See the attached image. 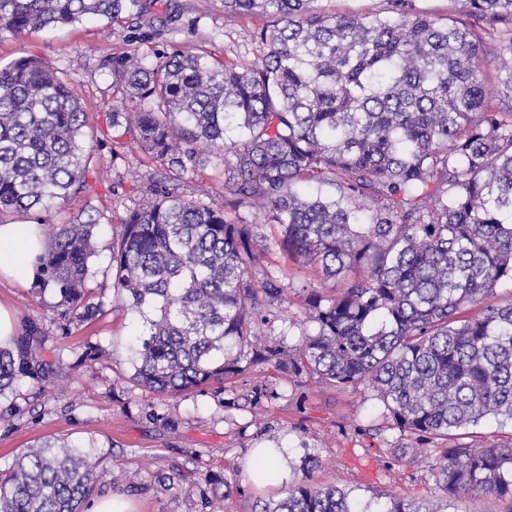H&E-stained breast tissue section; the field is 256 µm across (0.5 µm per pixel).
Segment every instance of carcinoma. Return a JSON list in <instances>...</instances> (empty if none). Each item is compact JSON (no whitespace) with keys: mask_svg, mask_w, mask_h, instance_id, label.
Instances as JSON below:
<instances>
[{"mask_svg":"<svg viewBox=\"0 0 512 512\" xmlns=\"http://www.w3.org/2000/svg\"><path fill=\"white\" fill-rule=\"evenodd\" d=\"M317 0H224V17L261 14L262 63L214 64L179 51L112 68L130 99L109 127L160 163L144 203L112 241L115 300L133 316L130 379L154 393L203 392L263 364L310 371L334 386L364 385L399 432L423 441L495 418L512 422V108L498 107L482 68L496 46L495 80L512 100V0H463L446 19L388 0V15L329 14ZM144 0H0V35L85 19L139 16ZM242 138L226 142V130ZM92 133L63 75L35 57L0 67V213L27 214L90 190ZM224 149V206L186 192L206 163L199 145ZM243 207L272 214L285 260L318 267L332 290L300 287L314 333L295 358L255 345L286 301L261 265L268 246ZM99 219L58 224L37 258L71 324L105 305L90 288ZM477 314H470L473 308ZM43 330L26 322L0 346V398L48 372ZM277 397L265 382L241 396ZM83 447L33 446L0 474V512H81L100 475ZM303 475L259 512H366L336 487ZM450 497L512 504V446L439 449Z\"/></svg>","mask_w":512,"mask_h":512,"instance_id":"carcinoma-1","label":"carcinoma"}]
</instances>
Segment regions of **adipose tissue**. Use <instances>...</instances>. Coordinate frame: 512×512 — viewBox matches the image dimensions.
I'll return each mask as SVG.
<instances>
[{
  "mask_svg": "<svg viewBox=\"0 0 512 512\" xmlns=\"http://www.w3.org/2000/svg\"><path fill=\"white\" fill-rule=\"evenodd\" d=\"M45 248V235L40 225L0 224V277L27 283L32 259Z\"/></svg>",
  "mask_w": 512,
  "mask_h": 512,
  "instance_id": "1",
  "label": "adipose tissue"
}]
</instances>
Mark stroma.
Returning <instances> with one entry per match:
<instances>
[{
    "mask_svg": "<svg viewBox=\"0 0 512 512\" xmlns=\"http://www.w3.org/2000/svg\"><path fill=\"white\" fill-rule=\"evenodd\" d=\"M263 17L224 19V0H157L140 18L110 23L86 19L57 29H32L0 36V64L31 56L61 70L90 112L94 135L88 180L93 189L72 194L62 206L38 214L43 229L88 216L99 218L96 283L112 300V238L120 217L142 204L141 186L160 171L124 141L107 135L113 107H131L112 76L115 60L130 54L153 61L175 51H204L209 60L258 63L252 34ZM208 164L189 178L187 189L224 203V164L217 148L205 150ZM0 306L17 322L33 321L44 330L43 354L50 364L42 384L21 383L18 411L0 423V471L23 451L43 441L64 439L90 448L92 461L107 470L112 483L98 495L129 502L131 512H254L260 499H275L280 486L258 484L246 463L254 449L283 447L281 477L302 476L307 455L320 461L312 481L349 491L368 512H385L390 498L409 503H439L443 512H504L491 495L451 499L434 469L436 443L416 440L391 428V417L370 389L333 387L316 376L293 377L263 365L225 380L223 397L210 393L156 394L131 381L127 344L131 316L114 312L92 324L65 327L57 298L36 281L19 285L0 277ZM101 347V358L80 366L86 343ZM266 381L279 396L251 409L225 407L224 398L246 393ZM174 419V426L149 419L148 409ZM221 475L214 483L213 475Z\"/></svg>",
    "mask_w": 512,
    "mask_h": 512,
    "instance_id": "obj_1",
    "label": "stroma"
}]
</instances>
